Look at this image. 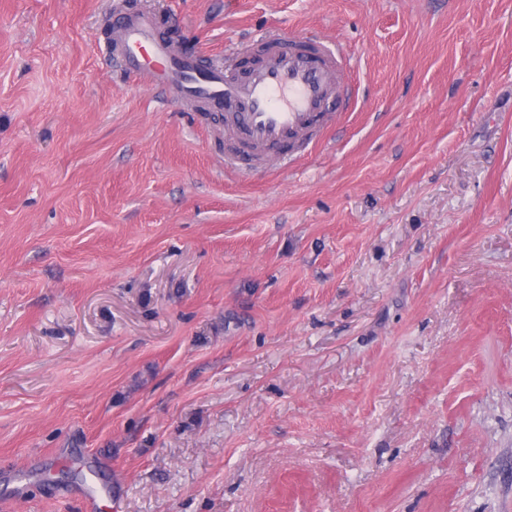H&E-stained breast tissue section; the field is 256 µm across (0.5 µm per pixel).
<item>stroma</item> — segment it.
Returning <instances> with one entry per match:
<instances>
[{"instance_id":"35a3bbf8","label":"stroma","mask_w":512,"mask_h":512,"mask_svg":"<svg viewBox=\"0 0 512 512\" xmlns=\"http://www.w3.org/2000/svg\"><path fill=\"white\" fill-rule=\"evenodd\" d=\"M117 9L340 42L352 107L228 172ZM86 456L112 512H512V0H0V512Z\"/></svg>"}]
</instances>
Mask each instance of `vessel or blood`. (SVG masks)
Listing matches in <instances>:
<instances>
[{"mask_svg": "<svg viewBox=\"0 0 512 512\" xmlns=\"http://www.w3.org/2000/svg\"><path fill=\"white\" fill-rule=\"evenodd\" d=\"M112 34L109 50L126 74L195 109L223 113L224 164L239 172L301 156L349 103L342 76L352 58L338 43L270 37L239 77L159 36L153 13H115Z\"/></svg>", "mask_w": 512, "mask_h": 512, "instance_id": "vessel-or-blood-1", "label": "vessel or blood"}]
</instances>
